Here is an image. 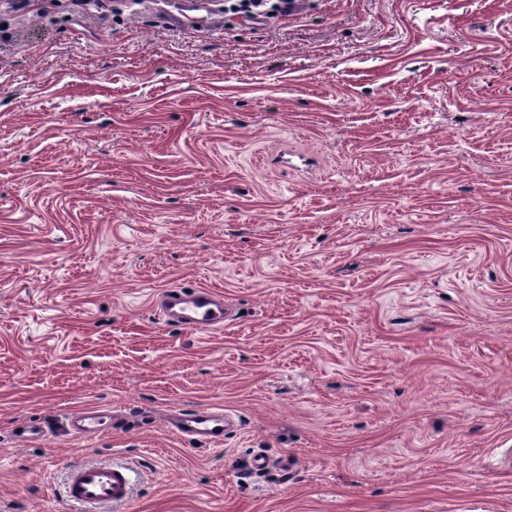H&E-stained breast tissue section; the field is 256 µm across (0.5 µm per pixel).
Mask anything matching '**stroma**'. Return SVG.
<instances>
[{"label":"stroma","instance_id":"35a3bbf8","mask_svg":"<svg viewBox=\"0 0 512 512\" xmlns=\"http://www.w3.org/2000/svg\"><path fill=\"white\" fill-rule=\"evenodd\" d=\"M113 6L0 0V512H512V0ZM297 0H225L224 13L243 14L253 21L271 15L288 17L295 10ZM158 308L166 321L191 330H211L232 320V310L224 305V298L205 288L190 293L166 289ZM175 432L193 440L215 441L224 438V413L198 409L179 413L172 423ZM101 417L90 411L82 412L70 420L69 431L74 438L88 439L101 429ZM131 493L130 469L108 463L75 466L65 489L70 501L91 506L121 505L128 501Z\"/></svg>","mask_w":512,"mask_h":512}]
</instances>
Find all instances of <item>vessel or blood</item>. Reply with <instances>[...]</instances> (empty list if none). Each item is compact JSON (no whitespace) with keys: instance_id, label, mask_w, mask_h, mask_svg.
I'll use <instances>...</instances> for the list:
<instances>
[{"instance_id":"vessel-or-blood-1","label":"vessel or blood","mask_w":512,"mask_h":512,"mask_svg":"<svg viewBox=\"0 0 512 512\" xmlns=\"http://www.w3.org/2000/svg\"><path fill=\"white\" fill-rule=\"evenodd\" d=\"M158 308L166 321L187 329H214L232 319L231 309L222 297L200 288L189 293L168 289L161 295ZM173 429L194 440L215 441L224 437L223 413L198 409L175 416ZM101 429V417L86 411L70 420L72 437L88 439ZM132 493L128 467L108 463L75 466L69 473L65 489L67 499L91 506L121 505Z\"/></svg>"}]
</instances>
